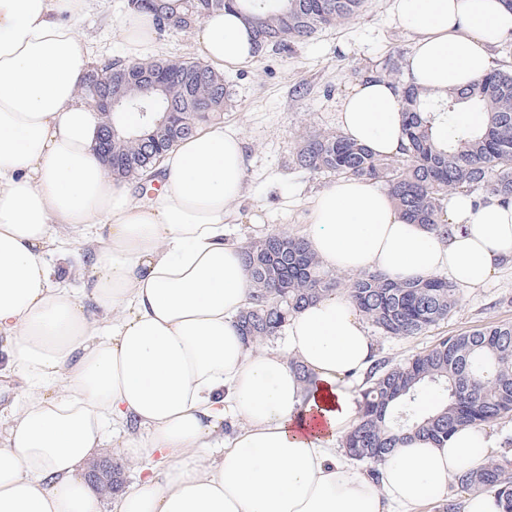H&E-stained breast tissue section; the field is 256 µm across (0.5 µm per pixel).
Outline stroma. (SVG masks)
<instances>
[{
	"label": "stroma",
	"instance_id": "obj_1",
	"mask_svg": "<svg viewBox=\"0 0 512 512\" xmlns=\"http://www.w3.org/2000/svg\"><path fill=\"white\" fill-rule=\"evenodd\" d=\"M124 4L89 0L79 17L78 28L93 61L124 58L119 28ZM412 50L413 37L393 16L392 0H365L357 16L296 43L291 52L271 53L226 71L234 99L224 112V124L242 135L248 158L232 238L249 241L278 230L305 235L306 204L333 179L295 166L300 135L336 131L341 99L388 58L403 62ZM503 322H512L510 270L484 287L460 290L448 318L421 335L397 338L372 331L374 358L395 365L441 337Z\"/></svg>",
	"mask_w": 512,
	"mask_h": 512
}]
</instances>
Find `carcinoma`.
<instances>
[{"instance_id": "obj_1", "label": "carcinoma", "mask_w": 512, "mask_h": 512, "mask_svg": "<svg viewBox=\"0 0 512 512\" xmlns=\"http://www.w3.org/2000/svg\"><path fill=\"white\" fill-rule=\"evenodd\" d=\"M148 13L157 32L190 33L210 13L236 7L252 27L257 56L291 49L323 28L356 14L363 0H126ZM112 96L124 104L112 112V175L152 190L166 152L202 125L221 124L232 92L224 75L196 60L108 59ZM163 76L161 103L136 83ZM407 144L390 157L373 154L340 132L306 131L296 161L310 173H332L381 182L408 221L446 236L444 201L458 192L487 189L512 199V71L494 68L480 80L432 98L403 87ZM448 124V142L434 138L436 123ZM252 283L250 306L239 316L247 340L279 335L288 316L340 289L341 281L320 264L306 238L274 232L250 241L244 251ZM347 292L375 328L395 337L417 336L448 318L458 288L442 277L394 281L374 271L354 277ZM361 394L358 423L346 436L352 459L376 464L411 436L435 442L466 425L485 426L512 416V323L448 336L403 363L376 362ZM439 386L443 401L420 414L419 397ZM460 491L492 490L503 512H512V461L490 455L476 470L454 479Z\"/></svg>"}]
</instances>
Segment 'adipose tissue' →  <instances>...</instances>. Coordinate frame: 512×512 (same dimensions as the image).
Masks as SVG:
<instances>
[{"mask_svg": "<svg viewBox=\"0 0 512 512\" xmlns=\"http://www.w3.org/2000/svg\"><path fill=\"white\" fill-rule=\"evenodd\" d=\"M87 0H0V376L24 387L0 431V512H100L80 474L107 442L143 474L110 512H417L448 497L493 442L465 426L437 445L408 439L369 478L336 442L356 425L350 379L373 339L346 293L288 320L284 347L241 334L250 302L243 245L229 240L245 142L209 126L162 160V188L130 201L95 144L100 117L78 96L91 59L76 28ZM415 36L409 83L432 97L492 68L512 40L504 0H393ZM216 72L255 58L237 9L195 30ZM339 125L379 156L405 144L401 90L365 78ZM309 246L324 268L395 280L446 273L481 288L512 269V200L449 196L450 235L409 223L376 182L341 179L309 202ZM69 231L90 247L91 281L56 262ZM311 374L305 386L291 368ZM240 424L224 435V416Z\"/></svg>", "mask_w": 512, "mask_h": 512, "instance_id": "ef3b65f1", "label": "adipose tissue"}]
</instances>
